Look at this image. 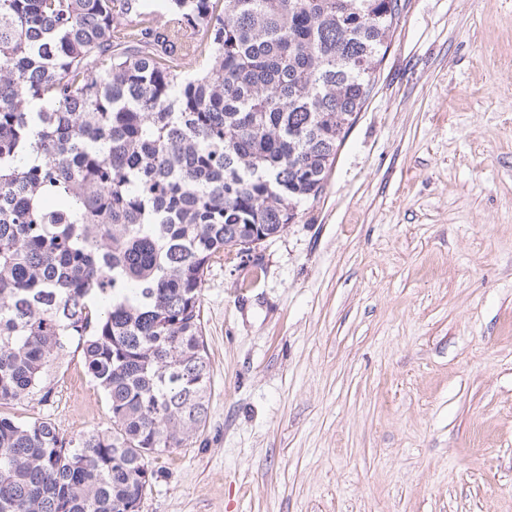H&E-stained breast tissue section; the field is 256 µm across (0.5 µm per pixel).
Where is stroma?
<instances>
[{
	"instance_id": "35a3bbf8",
	"label": "stroma",
	"mask_w": 512,
	"mask_h": 512,
	"mask_svg": "<svg viewBox=\"0 0 512 512\" xmlns=\"http://www.w3.org/2000/svg\"><path fill=\"white\" fill-rule=\"evenodd\" d=\"M203 291L209 413L141 512H512V0H400L321 197ZM67 435L109 406L72 348Z\"/></svg>"
}]
</instances>
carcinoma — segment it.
<instances>
[{"label":"carcinoma","mask_w":512,"mask_h":512,"mask_svg":"<svg viewBox=\"0 0 512 512\" xmlns=\"http://www.w3.org/2000/svg\"><path fill=\"white\" fill-rule=\"evenodd\" d=\"M398 20V0H0V405L46 401L75 343L112 412L71 437L0 415V512H137L207 421L209 268L320 196Z\"/></svg>","instance_id":"obj_1"}]
</instances>
